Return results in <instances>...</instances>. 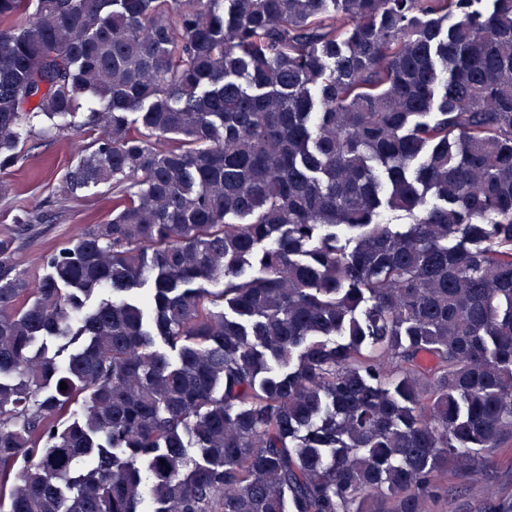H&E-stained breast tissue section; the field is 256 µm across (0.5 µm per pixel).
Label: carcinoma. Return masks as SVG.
I'll return each instance as SVG.
<instances>
[{
    "instance_id": "obj_1",
    "label": "carcinoma",
    "mask_w": 512,
    "mask_h": 512,
    "mask_svg": "<svg viewBox=\"0 0 512 512\" xmlns=\"http://www.w3.org/2000/svg\"><path fill=\"white\" fill-rule=\"evenodd\" d=\"M86 94L112 218L0 239V512H512V0H0V167ZM491 469L496 474L498 495L512 497V446L495 452ZM454 512H488L491 503L486 494V488L482 480L469 483L456 502Z\"/></svg>"
}]
</instances>
